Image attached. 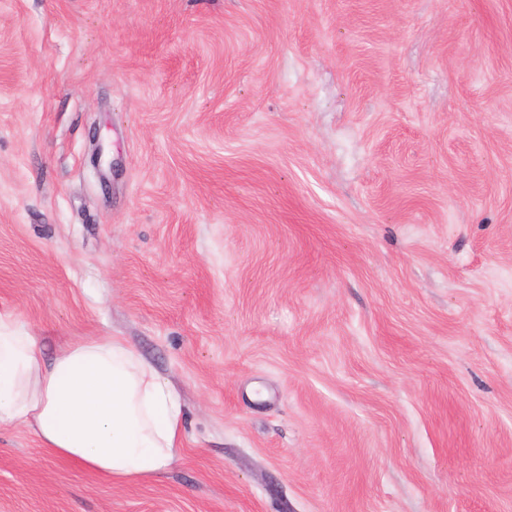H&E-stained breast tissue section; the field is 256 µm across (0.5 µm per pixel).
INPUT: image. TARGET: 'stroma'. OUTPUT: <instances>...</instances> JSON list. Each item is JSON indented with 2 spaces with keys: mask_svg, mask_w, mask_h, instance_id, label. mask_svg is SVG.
<instances>
[{
  "mask_svg": "<svg viewBox=\"0 0 512 512\" xmlns=\"http://www.w3.org/2000/svg\"><path fill=\"white\" fill-rule=\"evenodd\" d=\"M0 310L187 416L0 512H512V0H0Z\"/></svg>",
  "mask_w": 512,
  "mask_h": 512,
  "instance_id": "1",
  "label": "stroma"
}]
</instances>
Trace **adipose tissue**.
Returning <instances> with one entry per match:
<instances>
[{
    "label": "adipose tissue",
    "mask_w": 512,
    "mask_h": 512,
    "mask_svg": "<svg viewBox=\"0 0 512 512\" xmlns=\"http://www.w3.org/2000/svg\"><path fill=\"white\" fill-rule=\"evenodd\" d=\"M16 425L54 457L122 483L173 466L185 418L173 387L122 338L78 340L49 359L1 311L0 426Z\"/></svg>",
    "instance_id": "ef3b65f1"
}]
</instances>
